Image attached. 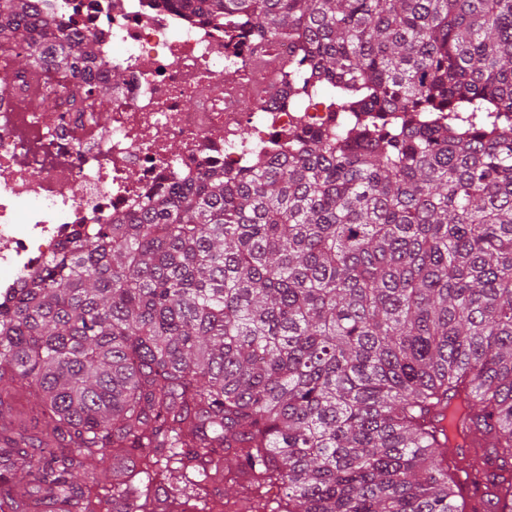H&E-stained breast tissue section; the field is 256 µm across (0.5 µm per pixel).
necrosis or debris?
Instances as JSON below:
<instances>
[{"mask_svg":"<svg viewBox=\"0 0 512 512\" xmlns=\"http://www.w3.org/2000/svg\"><path fill=\"white\" fill-rule=\"evenodd\" d=\"M52 24L92 41L124 81L105 99L37 106L45 73L0 88V303L46 260L155 196L214 168L234 174L286 154L293 133L346 120L322 94L292 106L295 44L230 28L174 0H34ZM251 102L243 111V102ZM109 113L101 122V113Z\"/></svg>","mask_w":512,"mask_h":512,"instance_id":"obj_1","label":"necrosis or debris"}]
</instances>
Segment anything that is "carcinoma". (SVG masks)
<instances>
[{"label": "carcinoma", "instance_id": "1", "mask_svg": "<svg viewBox=\"0 0 512 512\" xmlns=\"http://www.w3.org/2000/svg\"><path fill=\"white\" fill-rule=\"evenodd\" d=\"M175 2L303 38L296 94L377 117L95 224L0 305V487L147 512L162 460L206 479L231 454L283 486L276 512H465L463 433L512 460V0ZM2 12L54 97L121 81L89 41L31 38L24 0ZM80 479L91 487L93 497L97 494L104 496L107 492L104 486L109 487L108 483L112 481L110 475H108L107 478L100 476L97 464L90 460L86 462L85 469L82 471Z\"/></svg>", "mask_w": 512, "mask_h": 512}]
</instances>
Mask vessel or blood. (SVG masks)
Returning <instances> with one entry per match:
<instances>
[{"label":"vessel or blood","mask_w":512,"mask_h":512,"mask_svg":"<svg viewBox=\"0 0 512 512\" xmlns=\"http://www.w3.org/2000/svg\"><path fill=\"white\" fill-rule=\"evenodd\" d=\"M481 443L480 432L470 430L465 449L457 457L458 494L468 501L472 512H490L495 482L512 476V467L504 459L484 453Z\"/></svg>","instance_id":"obj_1"}]
</instances>
